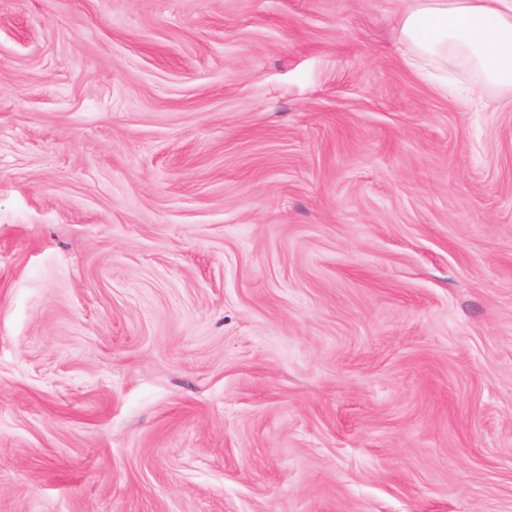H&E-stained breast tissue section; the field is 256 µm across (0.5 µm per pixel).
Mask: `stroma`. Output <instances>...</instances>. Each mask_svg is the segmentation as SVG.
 Listing matches in <instances>:
<instances>
[{
    "label": "stroma",
    "mask_w": 512,
    "mask_h": 512,
    "mask_svg": "<svg viewBox=\"0 0 512 512\" xmlns=\"http://www.w3.org/2000/svg\"><path fill=\"white\" fill-rule=\"evenodd\" d=\"M401 0H0V512H512V108Z\"/></svg>",
    "instance_id": "stroma-1"
}]
</instances>
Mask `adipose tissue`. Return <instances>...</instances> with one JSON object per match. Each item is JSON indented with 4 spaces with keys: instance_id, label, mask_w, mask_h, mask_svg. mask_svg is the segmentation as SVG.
<instances>
[{
    "instance_id": "ef3b65f1",
    "label": "adipose tissue",
    "mask_w": 512,
    "mask_h": 512,
    "mask_svg": "<svg viewBox=\"0 0 512 512\" xmlns=\"http://www.w3.org/2000/svg\"><path fill=\"white\" fill-rule=\"evenodd\" d=\"M398 40L412 66L450 57L512 90V0H406Z\"/></svg>"
}]
</instances>
